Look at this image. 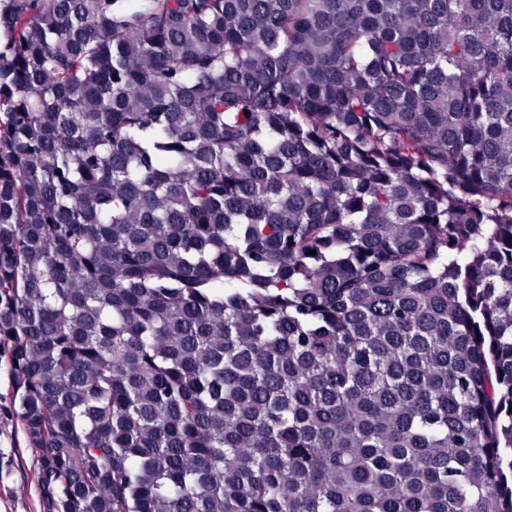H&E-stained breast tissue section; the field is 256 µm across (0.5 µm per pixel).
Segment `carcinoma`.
I'll use <instances>...</instances> for the list:
<instances>
[{
  "instance_id": "1",
  "label": "carcinoma",
  "mask_w": 512,
  "mask_h": 512,
  "mask_svg": "<svg viewBox=\"0 0 512 512\" xmlns=\"http://www.w3.org/2000/svg\"><path fill=\"white\" fill-rule=\"evenodd\" d=\"M1 346L47 512H512V0H0Z\"/></svg>"
}]
</instances>
